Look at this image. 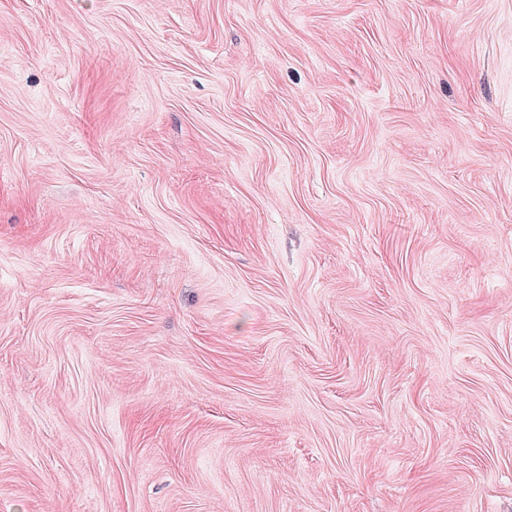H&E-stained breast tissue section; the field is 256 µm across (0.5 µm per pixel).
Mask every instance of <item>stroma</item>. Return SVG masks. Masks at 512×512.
I'll list each match as a JSON object with an SVG mask.
<instances>
[{"instance_id": "35a3bbf8", "label": "stroma", "mask_w": 512, "mask_h": 512, "mask_svg": "<svg viewBox=\"0 0 512 512\" xmlns=\"http://www.w3.org/2000/svg\"><path fill=\"white\" fill-rule=\"evenodd\" d=\"M0 512H512V0H0Z\"/></svg>"}]
</instances>
